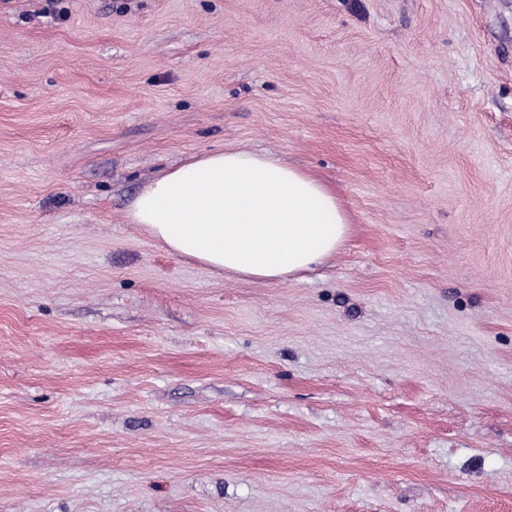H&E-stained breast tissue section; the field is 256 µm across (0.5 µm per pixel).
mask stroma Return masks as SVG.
Wrapping results in <instances>:
<instances>
[{
	"instance_id": "1",
	"label": "stroma",
	"mask_w": 512,
	"mask_h": 512,
	"mask_svg": "<svg viewBox=\"0 0 512 512\" xmlns=\"http://www.w3.org/2000/svg\"><path fill=\"white\" fill-rule=\"evenodd\" d=\"M0 0V512H512V0ZM249 150L351 217L259 281L128 208Z\"/></svg>"
}]
</instances>
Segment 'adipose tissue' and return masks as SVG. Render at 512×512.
<instances>
[{
	"instance_id": "obj_1",
	"label": "adipose tissue",
	"mask_w": 512,
	"mask_h": 512,
	"mask_svg": "<svg viewBox=\"0 0 512 512\" xmlns=\"http://www.w3.org/2000/svg\"><path fill=\"white\" fill-rule=\"evenodd\" d=\"M128 217L172 253L259 280L330 257L350 224L314 176L246 150L207 152L165 172L135 197Z\"/></svg>"
}]
</instances>
